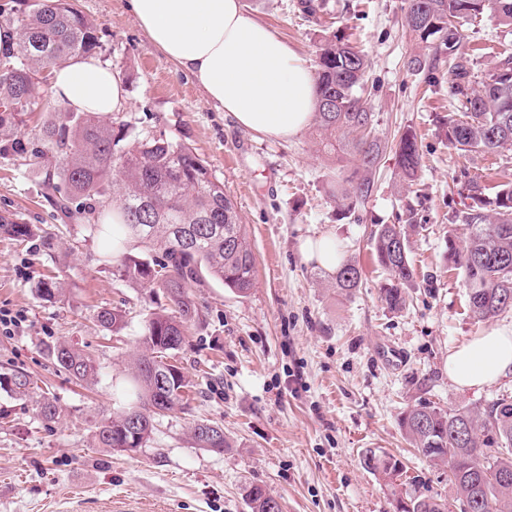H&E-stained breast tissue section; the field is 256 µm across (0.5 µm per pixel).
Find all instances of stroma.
Masks as SVG:
<instances>
[{
  "instance_id": "35a3bbf8",
  "label": "stroma",
  "mask_w": 512,
  "mask_h": 512,
  "mask_svg": "<svg viewBox=\"0 0 512 512\" xmlns=\"http://www.w3.org/2000/svg\"><path fill=\"white\" fill-rule=\"evenodd\" d=\"M246 12L288 42L307 63L325 35H345L368 60L364 103L387 144L372 194L348 210L329 193L351 174L345 157L319 152L314 126L279 140L243 129L168 60L133 15L129 0H77L102 31L103 64L122 73L128 105L109 121L165 131L209 164L238 207L256 258L254 286L238 295L204 277L189 294L202 311L174 358L192 384L186 406L159 419L149 440L131 452L93 444L96 419L132 405L127 391L133 360L150 312L169 301L149 284L118 275L98 236L66 218L47 197L49 158L0 154V216L31 224L27 241L0 232V307L25 322L0 335V373H28L29 395L0 389V512H250L243 488L277 497L282 512H395L391 487L366 471L361 454L382 448L432 494H448V471L430 468L401 426L407 410L482 407L512 397V377L476 389L448 378V354L472 339L512 325V311L488 322L467 311V283L448 267V245L464 246L456 219L468 176H482L487 197L512 179V149L487 159L462 154L448 140V117L461 103L448 88V57L415 40L403 25L405 0H322L317 16L300 0H242ZM480 82L494 57L512 56V28L490 16L462 26ZM420 57L422 66L408 62ZM412 130L421 155L419 176L402 184L395 147ZM418 224L410 239L417 281L405 306L382 301L386 280L369 234L378 224ZM54 237V251L40 239ZM330 237L344 260L362 270L359 288L333 287V274L305 260L300 243ZM58 276L62 294L46 300L35 286ZM121 312V330H106L98 311ZM66 342L92 358L97 375L76 382L47 355ZM54 396L63 412L43 421L37 404ZM220 425L221 453L198 448L195 424Z\"/></svg>"
}]
</instances>
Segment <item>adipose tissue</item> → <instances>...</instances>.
<instances>
[{"label":"adipose tissue","mask_w":512,"mask_h":512,"mask_svg":"<svg viewBox=\"0 0 512 512\" xmlns=\"http://www.w3.org/2000/svg\"><path fill=\"white\" fill-rule=\"evenodd\" d=\"M149 39L190 73L208 98L240 127L286 140L311 121L315 80L310 67L241 0H130ZM57 102L96 115L122 111L128 94L121 75L93 56L58 69ZM512 375V329L477 337L448 355V378L462 389Z\"/></svg>","instance_id":"1"}]
</instances>
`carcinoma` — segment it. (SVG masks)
<instances>
[{"mask_svg": "<svg viewBox=\"0 0 512 512\" xmlns=\"http://www.w3.org/2000/svg\"><path fill=\"white\" fill-rule=\"evenodd\" d=\"M407 8L421 13L415 21L405 13V25L423 44L448 50L450 92L463 100L464 111L448 117V138L467 156L491 157L512 147V56L498 59L485 79L472 86V60L465 51L461 22L489 12L503 26H512V0H406ZM12 30L18 40L0 46V142L3 151L28 153L20 136V112H30L40 93L52 90L53 73L71 61L102 49L101 37L72 0H49L44 7H17L16 0L0 3V30ZM368 62L349 41L332 35L324 40L316 58V127L320 150L355 157L356 170L342 181L338 201L351 207L371 194V175L385 144L374 134V113L362 104ZM37 153L55 159L47 173L48 187L58 193L60 211L76 213L101 237L107 257H112V225L101 217L119 196L125 213L124 227L148 253L146 261L123 256L120 276L144 280L163 290L172 303L168 310L149 314L142 343L146 354L136 361L133 395L137 405L104 415L95 423L99 448L116 452L140 448L150 438L156 417L188 403L190 381L169 361L199 312L188 294L191 284L204 275L221 281L240 295L254 285L255 256L247 241L237 208L201 159L185 143L168 139L165 132L142 133L124 124L113 126L90 112L65 106L40 132ZM401 177L413 182L420 169L417 135L407 130L396 148ZM470 203L457 215L467 230L466 245L459 249L448 240V256L463 271L471 317L486 321L512 310V181L501 184L494 199L485 196L480 177L468 178ZM0 231L17 240L34 235L32 225L0 217ZM415 224H379L371 232V245L387 278L382 299L392 310L405 303L406 290L415 285L410 259V233ZM361 284V272L352 263L336 271L337 288L350 292ZM36 291L43 298L62 293L55 278H44ZM105 328L117 331L123 315L103 309L96 315ZM48 356L72 378L84 381L96 375L93 361L73 345L59 342ZM28 374H0V388L18 396L28 393ZM62 410L50 397L38 402V415L46 422L61 418ZM207 427L218 441L211 444L195 435L206 449L227 447L224 430ZM413 447L430 467L448 468V497L430 493L425 480L415 476L409 488L396 494L397 512H448V501L475 504L469 512H512V401L504 397L484 407L452 411L419 405L401 418ZM400 460L377 448L362 453V464L385 484ZM245 499L251 512H267L264 487L250 485Z\"/></svg>", "mask_w": 512, "mask_h": 512, "instance_id": "obj_1", "label": "carcinoma"}]
</instances>
